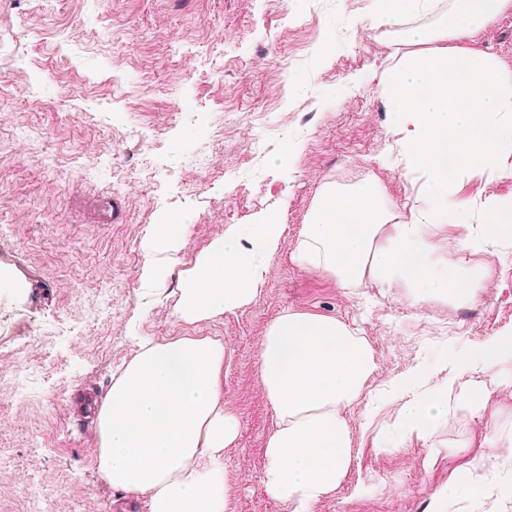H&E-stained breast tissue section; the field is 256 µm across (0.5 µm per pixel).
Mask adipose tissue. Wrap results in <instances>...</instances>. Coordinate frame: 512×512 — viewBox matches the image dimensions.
<instances>
[{
  "label": "adipose tissue",
  "instance_id": "obj_1",
  "mask_svg": "<svg viewBox=\"0 0 512 512\" xmlns=\"http://www.w3.org/2000/svg\"><path fill=\"white\" fill-rule=\"evenodd\" d=\"M512 10V0H453L435 29L412 28L419 50L382 75L395 131L405 132V159L422 172L420 203L393 221L377 183L325 187L301 231L297 258L343 288L373 278L403 289L412 302L475 301L493 275L448 255L447 228L465 249L512 242V197L490 201L480 226L457 202L462 177L497 171L512 152V70L481 52L446 41L483 28ZM283 226L269 215L233 227L182 279L178 314L192 323L241 309L263 281L265 260L280 246ZM512 360V332L478 344L458 371H495ZM376 368L367 340L342 321L283 310L260 341L259 376L274 413L262 482L284 512H311L335 490L351 459V433L342 412ZM433 369L417 365L392 386L398 415L375 439L392 451L411 438L429 440L450 410L475 412L487 397L478 384L429 387ZM93 465L112 487L144 500L148 512H228L224 450L239 419L224 402V343L181 336L140 342L114 380L98 415Z\"/></svg>",
  "mask_w": 512,
  "mask_h": 512
}]
</instances>
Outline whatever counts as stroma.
Here are the masks:
<instances>
[{"mask_svg":"<svg viewBox=\"0 0 512 512\" xmlns=\"http://www.w3.org/2000/svg\"><path fill=\"white\" fill-rule=\"evenodd\" d=\"M375 15V0H0L13 38L0 54V512H31L37 498L54 512L127 501L90 461L100 401L140 336L222 339L224 401L240 419L224 450L230 512H283L262 485L274 418L258 361L287 308L359 329L377 364L345 412L349 471L312 512H426L441 491L448 512H512V387L449 415L429 441L374 445L399 409L382 389L421 363L449 376L512 330V245L465 251L447 230L450 254L494 270L463 305L415 306L372 279L349 290L295 259L324 185L378 182L400 219L422 182L381 86L412 46ZM456 44L512 69V12ZM19 82L27 100L10 95ZM509 194L511 153L498 172L462 178L457 197L477 219ZM267 213L284 232L253 301L181 320L183 274L229 227ZM159 224L181 225L177 249L155 247Z\"/></svg>","mask_w":512,"mask_h":512,"instance_id":"stroma-1","label":"stroma"}]
</instances>
